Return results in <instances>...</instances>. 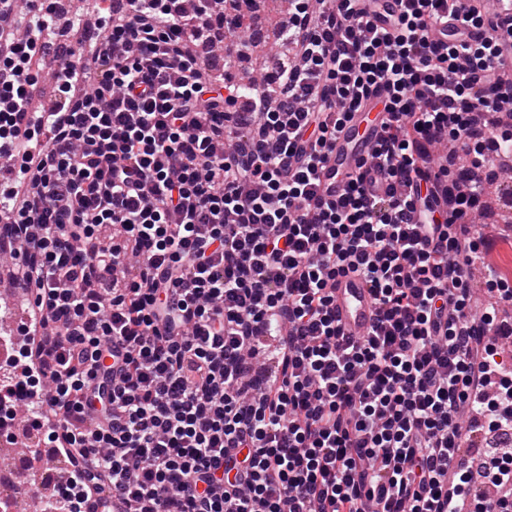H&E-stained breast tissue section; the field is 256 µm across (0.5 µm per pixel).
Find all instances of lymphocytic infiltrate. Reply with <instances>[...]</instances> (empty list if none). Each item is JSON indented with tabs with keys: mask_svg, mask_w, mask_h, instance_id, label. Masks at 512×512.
<instances>
[{
	"mask_svg": "<svg viewBox=\"0 0 512 512\" xmlns=\"http://www.w3.org/2000/svg\"><path fill=\"white\" fill-rule=\"evenodd\" d=\"M13 2L0 257L41 319L0 362V426L32 457L48 429L70 464L53 512H503L512 366L490 330L512 283L488 271L474 314L470 217L512 154V44L485 0H400L383 25L373 0H293V53L256 87L211 60L247 61L238 7L60 23ZM46 81L65 111L33 154L13 116ZM380 85L384 130L328 198L319 172ZM349 270L376 305L360 338L332 306Z\"/></svg>",
	"mask_w": 512,
	"mask_h": 512,
	"instance_id": "obj_1",
	"label": "lymphocytic infiltrate"
}]
</instances>
